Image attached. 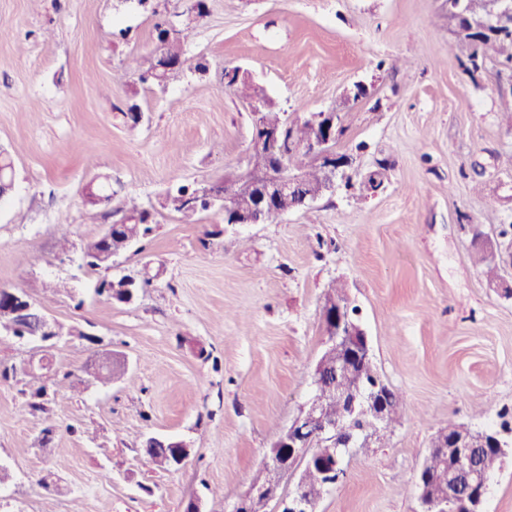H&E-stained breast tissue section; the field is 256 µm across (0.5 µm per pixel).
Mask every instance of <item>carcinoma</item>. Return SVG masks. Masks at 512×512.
Listing matches in <instances>:
<instances>
[{
	"label": "carcinoma",
	"mask_w": 512,
	"mask_h": 512,
	"mask_svg": "<svg viewBox=\"0 0 512 512\" xmlns=\"http://www.w3.org/2000/svg\"><path fill=\"white\" fill-rule=\"evenodd\" d=\"M487 7V0H461V4L455 9V12L448 14V20L454 22V28L451 31L452 41L448 43V47L463 46L468 48L467 60L474 71L485 68L489 62L512 71V33L494 39L493 53L495 57L489 59L485 54L486 43L478 40L472 32L473 22L485 14ZM207 9V0H197L196 12L184 18L181 36L174 40L167 39L165 26L161 24L155 26L158 48L162 50L169 62L178 71L192 68L197 71L202 69L201 63L194 64L192 59L186 57L184 43L188 39L197 18L203 16ZM127 67L138 74L139 80L142 82L150 80L161 87L166 85L169 80L167 73L158 68L157 56L153 54L134 55L128 59ZM231 83L239 96L251 103L255 101L257 87L248 82L245 76L234 77ZM260 120L265 127L279 133L278 147L288 152L289 170L303 172V192L316 194L321 191L326 183L324 171L311 161L306 152L297 148L300 143H307L320 138L321 125L311 118L290 121L283 117V113L275 109L273 102L269 99L266 100V106L262 108ZM194 191L195 187L191 185H180L167 192L166 207L180 214L182 221L186 224L193 223L198 213L210 210V207L205 203L196 208L184 207L182 196ZM298 208H300V204L295 195L290 194L282 197L273 207L263 211L261 222L265 224L272 223L282 214ZM154 224V214L150 210L132 209L130 215L118 224L117 229L113 230L112 247L121 253L125 252L131 245L149 238L154 232ZM471 260L474 265L481 269L487 283L492 285L501 278L502 265L488 258L482 247H473ZM330 353L333 362L326 366L327 373L321 379L320 385L315 388L314 397L319 400L327 413L333 415L341 406L338 399L339 394L345 392L355 381L362 386L367 385L373 378L379 376V373L371 362L354 364L349 371L338 370L336 369V361L344 358V351L332 349ZM388 392L391 398V409L386 416L385 427L375 431L376 440L378 441L384 440L393 425L399 422L401 418V395L392 387L388 389ZM145 454L156 466L162 469L171 466L176 461L175 453L171 449L161 446L147 448ZM499 462V450L490 448L480 452L478 468L491 472ZM428 470L431 472L435 489L439 490L448 486V474L451 471L449 461L434 454L431 456ZM304 487L306 495L312 499H318L325 493V487L317 473V468L308 467L305 469Z\"/></svg>",
	"instance_id": "1"
}]
</instances>
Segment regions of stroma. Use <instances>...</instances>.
Here are the masks:
<instances>
[{"label":"stroma","mask_w":512,"mask_h":512,"mask_svg":"<svg viewBox=\"0 0 512 512\" xmlns=\"http://www.w3.org/2000/svg\"><path fill=\"white\" fill-rule=\"evenodd\" d=\"M184 7L0 0V147L15 162L0 288L34 286L62 326L55 377L101 349L127 362L108 385L49 386L36 411L23 365L40 344L0 334V512H232L312 395L336 279L403 396L402 421L348 457L318 512H418L412 485L439 429L496 426L512 410V298L472 264L469 230L512 223L498 93L512 72L470 71L467 50H449L446 0H208L185 44L204 71L141 83L127 58L156 50V24ZM228 66L289 118L339 112L337 148L356 157L347 177L380 172V190L340 184L271 224L230 225L216 210L186 224L162 208L167 190L219 181L250 150ZM356 84L367 96L347 99ZM132 101L135 124L121 114ZM103 174L113 197L93 221L83 191ZM135 207L154 213L152 236L112 270L87 267L84 243ZM126 275L140 283L133 302L97 294ZM148 437L183 442L184 463L155 466Z\"/></svg>","instance_id":"obj_1"}]
</instances>
